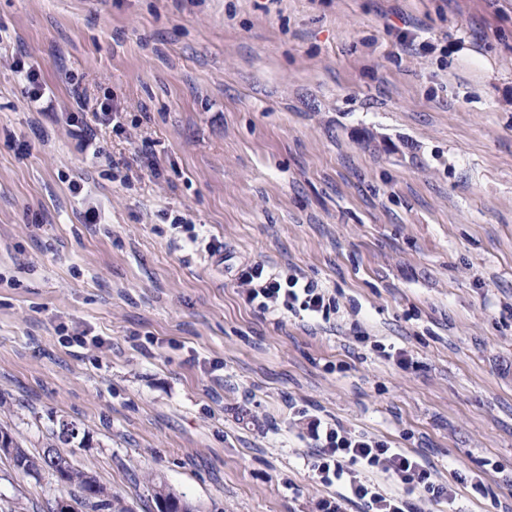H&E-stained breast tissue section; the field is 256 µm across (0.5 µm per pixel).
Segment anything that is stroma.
Wrapping results in <instances>:
<instances>
[{
    "instance_id": "obj_1",
    "label": "stroma",
    "mask_w": 512,
    "mask_h": 512,
    "mask_svg": "<svg viewBox=\"0 0 512 512\" xmlns=\"http://www.w3.org/2000/svg\"><path fill=\"white\" fill-rule=\"evenodd\" d=\"M309 417L425 463L420 512H512V0H0V424L131 512H315ZM77 494L0 453V512ZM11 66L21 73L27 83V94L30 99L38 101L46 93L47 85L41 80L40 73L32 66L25 67L22 58H12ZM238 287L261 313L286 310L295 314L305 312L311 319H327L331 309H337L324 288L293 274L283 278L259 264L241 270Z\"/></svg>"
}]
</instances>
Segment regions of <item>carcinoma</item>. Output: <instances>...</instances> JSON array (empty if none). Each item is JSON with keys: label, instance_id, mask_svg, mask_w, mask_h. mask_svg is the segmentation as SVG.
<instances>
[{"label": "carcinoma", "instance_id": "cac0c4a2", "mask_svg": "<svg viewBox=\"0 0 512 512\" xmlns=\"http://www.w3.org/2000/svg\"><path fill=\"white\" fill-rule=\"evenodd\" d=\"M16 454L13 456L14 466L24 470L28 474L36 473L41 468H50L54 461H59L67 468V483L78 488L80 495L74 499L76 512H100L102 509H108L110 512H131L124 501L112 495L109 499L103 501L98 498V494L105 491L106 487L101 485L97 479L88 471L77 468L70 456L54 450L53 458H48L41 453L37 456L29 454L21 448L19 443H14Z\"/></svg>", "mask_w": 512, "mask_h": 512}]
</instances>
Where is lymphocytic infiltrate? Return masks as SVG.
Instances as JSON below:
<instances>
[{"mask_svg": "<svg viewBox=\"0 0 512 512\" xmlns=\"http://www.w3.org/2000/svg\"><path fill=\"white\" fill-rule=\"evenodd\" d=\"M238 286L247 301L259 312L274 313L286 310L306 313L310 318L328 317L335 304L325 289L296 275L282 276L266 270L259 264L241 270ZM308 434L314 450L308 457V466L324 485H341V499H322L318 512H343L344 503L364 505L366 512H417L410 498L387 496L361 471L383 473L401 480L408 490L424 488L434 497L448 498L447 487L431 482L429 470L419 459L383 440L355 435L338 426L310 421Z\"/></svg>", "mask_w": 512, "mask_h": 512, "instance_id": "1", "label": "lymphocytic infiltrate"}]
</instances>
